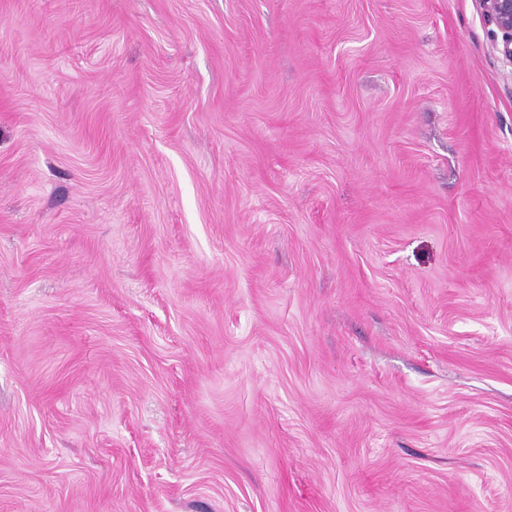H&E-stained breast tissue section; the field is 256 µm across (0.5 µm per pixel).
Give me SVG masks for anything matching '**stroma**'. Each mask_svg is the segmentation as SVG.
<instances>
[{
    "label": "stroma",
    "mask_w": 512,
    "mask_h": 512,
    "mask_svg": "<svg viewBox=\"0 0 512 512\" xmlns=\"http://www.w3.org/2000/svg\"><path fill=\"white\" fill-rule=\"evenodd\" d=\"M495 32L0 0V512H512Z\"/></svg>",
    "instance_id": "35a3bbf8"
}]
</instances>
